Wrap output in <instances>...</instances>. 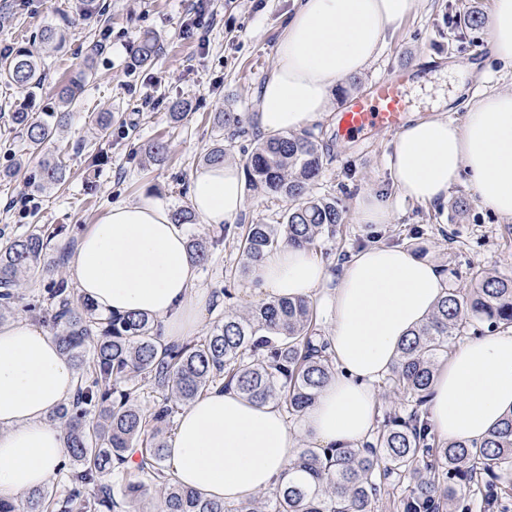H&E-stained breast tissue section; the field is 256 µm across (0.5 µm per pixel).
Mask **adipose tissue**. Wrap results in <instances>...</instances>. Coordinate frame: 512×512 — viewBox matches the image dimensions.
<instances>
[{
	"mask_svg": "<svg viewBox=\"0 0 512 512\" xmlns=\"http://www.w3.org/2000/svg\"><path fill=\"white\" fill-rule=\"evenodd\" d=\"M422 0H298L276 46L275 65L251 116L263 135L291 134L327 112L335 88L364 72L389 30ZM486 25L494 60L512 63V0H491ZM402 198L447 202L468 177L481 203L512 221V92H488L462 122L411 117L388 158ZM245 203L239 164L206 165L191 179L201 223L234 224ZM83 298L103 315L140 313L168 342L197 333L207 303L198 265L167 202L116 203L79 238L71 264ZM264 298L307 297L325 288L336 376L290 428L282 410L215 385L179 412L168 440L174 480L224 503H244L287 475L295 433L321 448L361 449L375 429L373 385L396 365L410 333L446 287L440 268L403 246L377 243L329 274L310 249L284 245L254 264ZM58 340L25 319L0 323V499L46 487L67 454L50 415L76 387ZM512 413V327L457 345L437 369L427 419L443 439L482 441Z\"/></svg>",
	"mask_w": 512,
	"mask_h": 512,
	"instance_id": "adipose-tissue-1",
	"label": "adipose tissue"
}]
</instances>
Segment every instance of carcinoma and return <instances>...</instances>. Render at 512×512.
I'll list each match as a JSON object with an SVG mask.
<instances>
[{
    "mask_svg": "<svg viewBox=\"0 0 512 512\" xmlns=\"http://www.w3.org/2000/svg\"><path fill=\"white\" fill-rule=\"evenodd\" d=\"M96 17L106 8L98 0H79L76 16L45 23L39 45L19 46L0 54V82L32 97L45 83L44 50L67 44L69 28ZM102 45L85 48L78 73L57 87L55 107L35 117L22 105L0 112L26 144L41 157L29 179L30 187L45 193L66 182L67 168L48 145L67 128L70 110L92 75ZM160 51L157 37L137 39L135 62L151 63ZM213 124L230 138L246 136L236 112H216ZM145 153L150 163L163 166L169 145L158 139ZM324 165V155L310 132L273 135L248 153L245 170L250 185L288 199L279 224H248L239 250L242 271L280 244L310 248L324 235H334L345 220L336 197L310 192ZM62 227H46L5 239L0 244V311L12 308L19 275L29 270L46 279L42 300L29 311L50 307L49 319L59 336L62 353L77 372V391L51 415L64 426L72 470L69 494L52 498L49 489L27 495V512H114L115 494L133 503L148 487L159 490L161 512H258L251 503L233 506L178 486L166 474L164 434L173 427L179 406L219 382L233 385L248 401L274 402L288 413L300 414L335 375L325 337L317 333L316 313L307 298L262 300L245 313H226L208 336L195 342L163 344L154 320L136 314L101 316L89 302L76 298L57 265L47 258L50 242ZM512 326V277L490 276L478 270L468 288H449L429 321L403 343L396 367L386 384L414 402L403 416L388 415L373 442L363 450L298 449L290 460L288 479L264 495L266 512H374L373 504L386 481L403 487L402 512H450L461 487L482 478L485 507L512 490V413L481 442H436L423 406L433 376L456 339L482 336ZM147 382L156 393L143 409L130 385ZM137 448V474L114 492L97 484L100 474L124 461Z\"/></svg>",
    "mask_w": 512,
    "mask_h": 512,
    "instance_id": "obj_1",
    "label": "carcinoma"
}]
</instances>
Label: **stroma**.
<instances>
[{"label": "stroma", "instance_id": "obj_1", "mask_svg": "<svg viewBox=\"0 0 512 512\" xmlns=\"http://www.w3.org/2000/svg\"><path fill=\"white\" fill-rule=\"evenodd\" d=\"M74 0H0V48L30 42L47 21L74 13ZM107 24L89 20L72 27L65 48L46 54V86L35 100L25 91L0 86V106L27 103L39 113L52 106V88L74 75L89 42L104 49L95 74L88 79L71 121L54 140L68 169L62 189L32 192L24 167L0 180V236L10 237L44 224L64 225L50 253L59 258L58 274L70 279L69 258L80 235L117 202L161 198L170 207L189 203L191 176L216 135L212 115L236 112L248 117L257 108V91L269 75L275 46L296 0H210L201 28H188L193 0H105ZM490 0H423L420 10L399 22L369 69L354 83L334 91L329 113L311 127L326 156L313 188L319 195L341 199L347 219L335 236H322L315 254L335 268L340 254L352 253L372 240L410 248L442 267L452 288L468 286L473 271L512 276V222L484 208L468 183L456 184L448 203L428 206L400 198L387 165L394 133L369 130L350 139L338 133L343 105L368 94L374 81L403 68L419 72L407 85L409 113L426 117L447 113L462 120L478 96L492 89L512 90V66L491 60L487 28L461 30L456 19L471 8L488 13ZM146 31L158 35L160 53L152 65H137L133 44ZM469 62L478 71L466 70ZM470 93L458 101L450 96L459 82ZM183 100L188 114L181 125L168 120L169 104ZM113 115L107 135H100L96 113ZM168 141L171 159L162 167L148 164L144 148L153 140ZM370 192L394 206L392 223L381 226L356 220L359 194ZM31 195L26 210L14 205ZM466 201L465 212L451 209ZM288 207L281 196L247 190L237 224L217 235L214 227L185 225L186 234L202 240L209 259L198 269L199 283L209 295L202 332H209L230 310H244L259 300L251 278L241 271L237 236L241 225L272 224Z\"/></svg>", "mask_w": 512, "mask_h": 512}]
</instances>
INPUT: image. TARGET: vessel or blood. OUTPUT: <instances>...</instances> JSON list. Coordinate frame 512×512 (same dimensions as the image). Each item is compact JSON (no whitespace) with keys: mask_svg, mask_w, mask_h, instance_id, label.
Listing matches in <instances>:
<instances>
[{"mask_svg":"<svg viewBox=\"0 0 512 512\" xmlns=\"http://www.w3.org/2000/svg\"><path fill=\"white\" fill-rule=\"evenodd\" d=\"M408 80L407 72L401 69L379 78L369 97L352 100L343 107L341 132L349 136L372 128L399 130L408 110L405 97Z\"/></svg>","mask_w":512,"mask_h":512,"instance_id":"obj_1","label":"vessel or blood"}]
</instances>
